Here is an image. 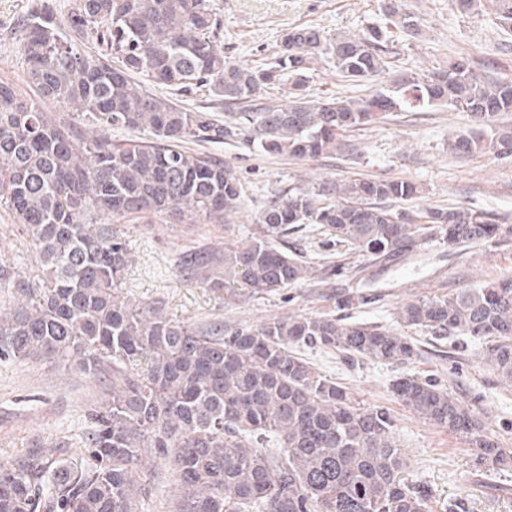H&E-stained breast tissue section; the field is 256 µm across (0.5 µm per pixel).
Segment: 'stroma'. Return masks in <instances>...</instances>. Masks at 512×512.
Listing matches in <instances>:
<instances>
[{
	"instance_id": "obj_1",
	"label": "stroma",
	"mask_w": 512,
	"mask_h": 512,
	"mask_svg": "<svg viewBox=\"0 0 512 512\" xmlns=\"http://www.w3.org/2000/svg\"><path fill=\"white\" fill-rule=\"evenodd\" d=\"M401 3L421 17L419 34L387 19L382 0H215L224 26L219 48L231 62L258 67L271 62L282 34L295 26L312 25L331 38L381 27L394 50L388 71L376 81L353 85L343 81L331 63H320L308 88L315 99L365 97L405 75L441 68L459 54L468 56L480 74L512 76V36L501 32L490 10L462 14L451 0ZM41 5L64 25L74 0H0V82L24 96L33 89L18 22ZM472 127L466 113L438 105L347 131L342 136L345 151L310 159L266 154L235 143L190 144V151L232 167L243 186V207L227 224H179L166 214L148 224H123L129 264L114 297L129 306L158 308L168 318L198 329L215 324L256 327L274 317L337 314L349 323L400 330L398 312L409 301L512 276V237L464 247L427 242L413 258L375 276V302L342 311L336 306L337 295L361 294L362 281L372 269L362 253L333 244L317 224L307 225L289 241L315 268L308 280L290 288L216 292L186 279L178 261L186 250L207 247L220 252L258 233L255 214L288 189L332 187L359 177L419 184L420 198L389 201V208L398 212L415 215L426 208L468 207L491 213L496 223L512 225V159L488 153L458 156L448 149L449 138ZM0 261L14 263L30 282L45 278L30 238L1 204ZM412 336L418 353L401 364L310 348L302 354L360 404L390 411L407 462L404 478L431 489L433 512H448L454 503L464 512H512V471L473 481L465 444L417 418L391 391L393 382L405 375L436 381L478 410L486 430L511 448L512 386L485 360L479 341L440 339L418 330ZM105 400L100 382L75 368L32 359L0 364V462L13 460L33 445L49 450L63 441L70 444L68 458H80L83 414ZM141 471L149 492L137 498L135 512H172L180 487L169 460L144 456Z\"/></svg>"
}]
</instances>
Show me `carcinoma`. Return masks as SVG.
Segmentation results:
<instances>
[{
  "label": "carcinoma",
  "instance_id": "1",
  "mask_svg": "<svg viewBox=\"0 0 512 512\" xmlns=\"http://www.w3.org/2000/svg\"><path fill=\"white\" fill-rule=\"evenodd\" d=\"M452 2L462 14L487 5L512 32V0ZM382 11L406 31L420 30V17L400 11L397 0H385ZM68 27L66 37L45 6L30 11L24 55L36 97L0 82V202L25 227L47 271V282L37 285L0 266V289L24 301L0 314V363L73 365L109 378L108 400L85 411L80 461L37 446L0 464V512H130L148 452L174 463L179 512H430V489L403 478L390 413L360 405L291 351L305 345L401 363L416 353L410 338L332 315L201 331L156 308L120 306L112 290L123 280L128 244L116 223L167 213L182 224H224L238 213L240 179L223 162L185 150L189 140H235L314 158L343 150L346 130L446 105L476 125L454 136L452 152L511 159L512 125L500 117L512 114V77H483L460 55L387 92L317 100L308 82L324 58L353 82L388 69L380 28L334 39L315 27L291 28L275 65L264 68L224 58L213 0H75ZM89 38L99 49H83ZM138 75L184 91L204 87L241 111L224 113L220 123L154 94ZM284 75L288 105L260 102L261 90ZM46 99L91 121L93 135L44 111ZM115 129L146 132L152 141L122 147L112 141ZM332 194L337 199L327 201ZM419 194L412 181L373 178L290 190L255 217L260 234L224 246L222 256L188 250L179 266L215 291L234 281L272 292L312 275L301 255L274 245L306 224L323 225L336 244L354 246L380 272L426 238L451 247L512 234L483 210L426 208L416 221L383 205ZM400 320L433 336L484 341V357L512 383V276L413 300ZM392 392L418 418L462 440L474 474L512 470V448L448 388L407 375Z\"/></svg>",
  "mask_w": 512,
  "mask_h": 512
}]
</instances>
